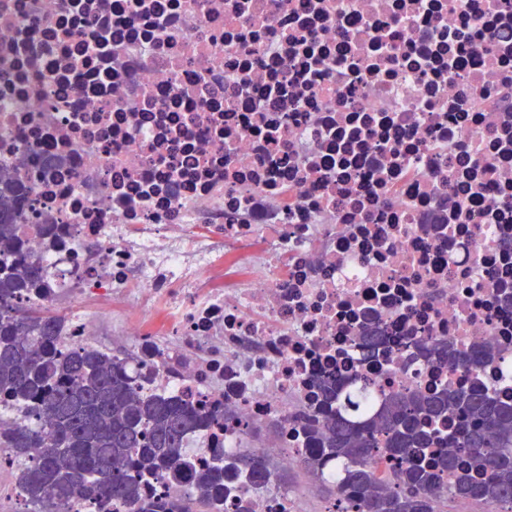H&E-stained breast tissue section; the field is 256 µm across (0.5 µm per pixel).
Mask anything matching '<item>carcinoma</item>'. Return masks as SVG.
<instances>
[{"label": "carcinoma", "mask_w": 512, "mask_h": 512, "mask_svg": "<svg viewBox=\"0 0 512 512\" xmlns=\"http://www.w3.org/2000/svg\"><path fill=\"white\" fill-rule=\"evenodd\" d=\"M15 181L0 177V402L25 409L27 419L0 433V447L24 462L20 487L34 512H64L74 496L100 504L134 505L154 512L141 497L146 479L172 482L191 476L197 494L172 512H215L232 469L258 486L266 474L244 450L229 463L198 469L183 456L184 439L202 421L193 403L143 396L121 368L89 348H54L57 320L20 301L39 282V265L17 259ZM430 358L453 365L448 344L431 342ZM321 406L336 407L303 428L318 455L335 460L344 477L336 485L352 512H438V497L512 512V397L448 388L391 393L369 418L351 420L360 401L333 379L319 388ZM39 452L29 457L31 449Z\"/></svg>", "instance_id": "obj_1"}]
</instances>
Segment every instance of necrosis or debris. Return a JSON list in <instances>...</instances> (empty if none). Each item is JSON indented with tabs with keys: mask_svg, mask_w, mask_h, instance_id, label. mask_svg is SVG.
Wrapping results in <instances>:
<instances>
[{
	"mask_svg": "<svg viewBox=\"0 0 512 512\" xmlns=\"http://www.w3.org/2000/svg\"><path fill=\"white\" fill-rule=\"evenodd\" d=\"M0 168L58 348L262 460L224 512L335 482L323 378L512 391V0H0Z\"/></svg>",
	"mask_w": 512,
	"mask_h": 512,
	"instance_id": "necrosis-or-debris-1",
	"label": "necrosis or debris"
}]
</instances>
